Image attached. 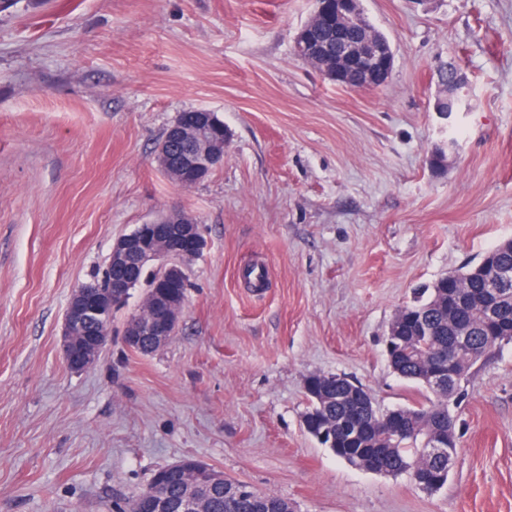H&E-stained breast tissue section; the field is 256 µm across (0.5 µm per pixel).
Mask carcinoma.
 Masks as SVG:
<instances>
[{
    "mask_svg": "<svg viewBox=\"0 0 512 512\" xmlns=\"http://www.w3.org/2000/svg\"><path fill=\"white\" fill-rule=\"evenodd\" d=\"M512 271V250L494 247L479 262L456 271L454 280L443 276L417 290L405 313L396 315L390 328V367L399 377L426 387L432 398L411 407L365 413L353 405V383L334 375L311 374L306 379L309 402L307 428L321 445L352 464L369 462L385 475H405L419 489L448 479V458L457 454L456 418L452 406L459 384L470 368L489 358L496 348L512 342V280L486 294L493 267ZM468 336L461 351L458 336ZM400 415L401 432L384 418ZM448 435L446 451L427 453V437ZM189 490L187 480L171 478L161 485L166 512H182ZM193 512H295L288 500L263 493L246 484L224 480V485L199 493Z\"/></svg>",
    "mask_w": 512,
    "mask_h": 512,
    "instance_id": "cac0c4a2",
    "label": "carcinoma"
}]
</instances>
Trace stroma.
I'll list each match as a JSON object with an SVG mask.
<instances>
[{
	"label": "stroma",
	"mask_w": 512,
	"mask_h": 512,
	"mask_svg": "<svg viewBox=\"0 0 512 512\" xmlns=\"http://www.w3.org/2000/svg\"><path fill=\"white\" fill-rule=\"evenodd\" d=\"M363 7L395 53L373 90L295 54L313 0H0V512H119L187 457L297 512H512V344L462 383L439 491L351 466L302 425L313 373L382 409L425 402L388 363L389 323L512 239V0ZM449 65L470 98L444 119ZM193 108L223 120L224 162L184 188L155 148ZM174 209L207 242L175 335L125 345L142 284L96 363L69 369L73 289Z\"/></svg>",
	"instance_id": "stroma-1"
}]
</instances>
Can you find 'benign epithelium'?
<instances>
[{"mask_svg": "<svg viewBox=\"0 0 512 512\" xmlns=\"http://www.w3.org/2000/svg\"><path fill=\"white\" fill-rule=\"evenodd\" d=\"M362 8L361 0H315L314 13L333 10L336 29L344 31L351 26ZM336 64L323 65V73L336 83L350 82V75L356 74L359 88L371 90L383 77L391 74L394 65V51L390 47L368 38L360 41H344L336 44ZM468 82L458 75L448 91V100L458 112L465 105ZM209 123L225 131L224 123L217 120L216 113L207 109H192L177 114L171 132H198ZM224 154L216 150L199 158L191 156L184 162V169L203 171L223 164ZM171 223L167 216H161L146 224L137 226L134 232L120 236L112 244L108 265L133 263L137 266H153L159 271L157 287L146 297L147 314L137 311L129 317L124 332L126 345L144 333L159 337V345H165L178 327L184 309L185 295L170 298L162 306L155 300L160 288H179L184 279V263L200 256L206 248V241L199 232L197 223L182 237L167 235L166 225ZM135 278H111L107 284L83 283L72 292L61 326V354L64 362L73 369L83 370L91 366L111 340V329L104 324L90 337L83 336L82 315L91 313L104 318L122 303L134 287ZM173 472H188L196 487H204L217 481V476L208 464L193 458H186L166 467Z\"/></svg>", "mask_w": 512, "mask_h": 512, "instance_id": "7a95c632", "label": "benign epithelium"}]
</instances>
